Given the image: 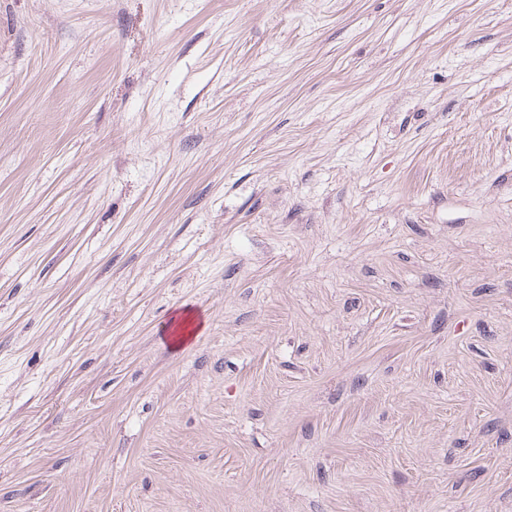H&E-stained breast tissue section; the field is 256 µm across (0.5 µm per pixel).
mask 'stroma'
Segmentation results:
<instances>
[{"label":"stroma","mask_w":512,"mask_h":512,"mask_svg":"<svg viewBox=\"0 0 512 512\" xmlns=\"http://www.w3.org/2000/svg\"><path fill=\"white\" fill-rule=\"evenodd\" d=\"M0 512H512V0H0Z\"/></svg>","instance_id":"obj_1"}]
</instances>
